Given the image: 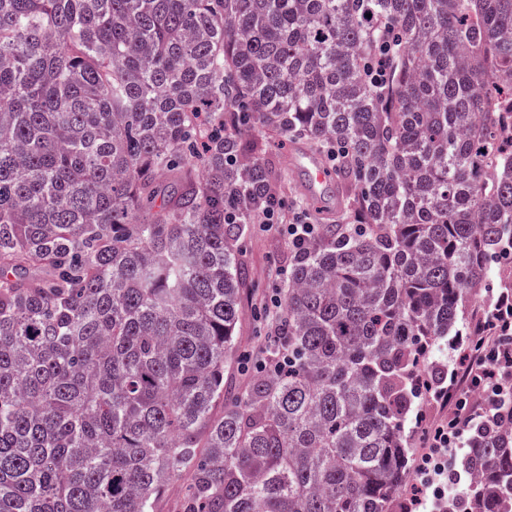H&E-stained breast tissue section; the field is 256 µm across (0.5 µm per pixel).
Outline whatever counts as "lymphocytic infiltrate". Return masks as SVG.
I'll return each instance as SVG.
<instances>
[{"mask_svg":"<svg viewBox=\"0 0 512 512\" xmlns=\"http://www.w3.org/2000/svg\"><path fill=\"white\" fill-rule=\"evenodd\" d=\"M255 223L277 228L292 245L302 244L318 230L307 211L266 208ZM490 319L477 322L479 348L462 347L459 356L445 364L442 372L425 367L426 375L439 380L431 400L449 407L448 417L426 422L416 415L415 427L421 433V452L415 457V490L402 504V512H420L427 503L443 505L454 498L465 475L456 466V450L465 448L469 434L496 421L505 390H512V294L490 295Z\"/></svg>","mask_w":512,"mask_h":512,"instance_id":"1","label":"lymphocytic infiltrate"}]
</instances>
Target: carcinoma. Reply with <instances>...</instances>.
I'll use <instances>...</instances> for the list:
<instances>
[{
    "instance_id": "obj_1",
    "label": "carcinoma",
    "mask_w": 512,
    "mask_h": 512,
    "mask_svg": "<svg viewBox=\"0 0 512 512\" xmlns=\"http://www.w3.org/2000/svg\"><path fill=\"white\" fill-rule=\"evenodd\" d=\"M254 130L345 147L364 228L292 249L288 370L238 391ZM490 284L512 0H0V512H155L184 475L180 512H393L423 365ZM465 467L468 512H512V419ZM395 40L392 39L384 41L380 46L381 55L379 59L375 62L368 63L369 69L367 71L368 76L370 77V81L372 85L376 88H381L384 86L382 79H385V73L389 63L392 62V46H399L400 43H394Z\"/></svg>"
}]
</instances>
